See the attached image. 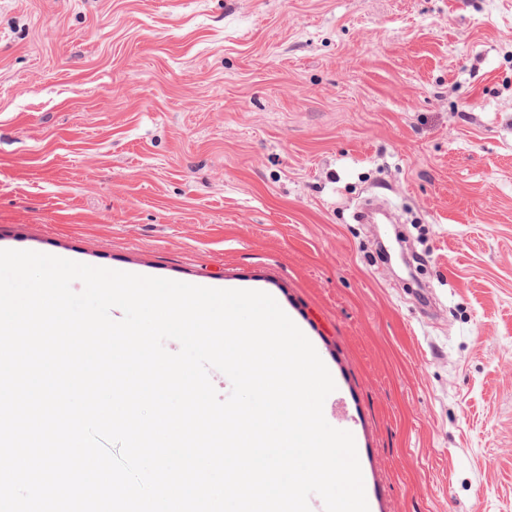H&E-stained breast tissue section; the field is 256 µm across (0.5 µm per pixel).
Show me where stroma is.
I'll return each instance as SVG.
<instances>
[{
    "label": "stroma",
    "mask_w": 512,
    "mask_h": 512,
    "mask_svg": "<svg viewBox=\"0 0 512 512\" xmlns=\"http://www.w3.org/2000/svg\"><path fill=\"white\" fill-rule=\"evenodd\" d=\"M0 249L269 293L369 512H512V0H0Z\"/></svg>",
    "instance_id": "stroma-1"
}]
</instances>
